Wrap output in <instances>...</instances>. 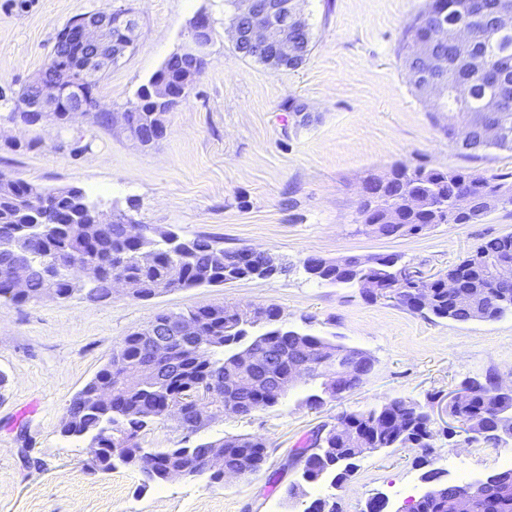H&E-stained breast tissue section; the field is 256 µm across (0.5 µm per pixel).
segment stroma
Returning a JSON list of instances; mask_svg holds the SVG:
<instances>
[{"label": "stroma", "instance_id": "1", "mask_svg": "<svg viewBox=\"0 0 512 512\" xmlns=\"http://www.w3.org/2000/svg\"><path fill=\"white\" fill-rule=\"evenodd\" d=\"M427 0H300L312 48L295 70H274L234 49L233 12L224 0H0V176L43 188H82L103 213L120 209L140 224L227 249L275 254L286 274L137 299L117 290L104 302L46 297L0 302V512H298L286 490L307 499L327 484L302 483L290 458L342 412L394 397L445 406L461 381L489 371L512 380V314L493 322L428 318L393 300L366 301L359 289L310 278L306 257L327 260L399 254L429 274L445 271L483 239L512 233V205L472 224H439L396 238L362 232L363 180L397 164L512 174V152L465 150L449 142L411 84L399 51L402 30ZM126 9L137 46L98 83L104 112L121 113L165 61L180 50L190 21L210 19L205 65L188 96L167 113L153 146L132 140L121 123L106 128L77 117L65 126L14 118L18 95L76 15ZM304 104L291 112L287 101ZM270 305L285 324L360 348L374 359L364 383L316 410L300 382L271 408L227 413L195 433L169 417L140 432L145 448L191 447L228 436L265 439L267 460L248 477H175L144 485L137 469L91 471L87 441L62 436L72 398L109 361L125 336L162 312L209 304ZM440 417L433 460L449 478L502 472L512 444L465 443ZM416 449L366 455L338 491L343 512H363L374 497L386 512H406L425 491Z\"/></svg>", "mask_w": 512, "mask_h": 512}]
</instances>
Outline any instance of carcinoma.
Listing matches in <instances>:
<instances>
[{
  "label": "carcinoma",
  "mask_w": 512,
  "mask_h": 512,
  "mask_svg": "<svg viewBox=\"0 0 512 512\" xmlns=\"http://www.w3.org/2000/svg\"><path fill=\"white\" fill-rule=\"evenodd\" d=\"M499 6V0H480L476 9L473 0H429L427 10L439 17L433 30L438 37L437 49L447 58V66L435 77L448 88L454 87L457 75L479 56L491 65L499 57L512 61V28L504 30L496 25ZM457 22L472 30V40L466 45L457 44L452 36ZM416 25L417 20H412L400 40L404 62L414 69L420 68L413 57L419 35ZM156 83L154 75L137 91L136 102L144 111L131 113V118L138 130L151 120L152 113L146 111L147 90ZM500 97L509 99L508 115L501 118L505 133L493 147L511 151L512 64L499 68L495 80L479 71L472 72L468 96L459 99L448 94L440 111L460 112L478 122L488 103ZM507 185L499 175L487 177L401 164L383 186L368 179V188L378 193V204L364 211V231L382 237L399 231L404 236H415L423 224H470L484 217L485 211L454 214L448 209L454 196L460 191L493 196ZM400 192L416 197L421 204L414 210L389 212ZM83 198V191L74 186L47 191L22 179H0V300L22 304L46 296L68 300L79 295L101 302L111 298L116 275L126 280L131 295L138 299L268 277L263 271L262 256L246 261L239 249H225L208 237L182 241L167 237L160 242L149 233L134 236L128 230L129 215L114 214L98 220L81 206ZM62 256L69 258L70 268L55 279H48L49 266ZM506 257L512 259V234L483 240L444 272V276L457 282V288L450 291L446 281L434 279L427 285L428 298L424 302L420 301L416 281L406 273L409 264L397 255L372 257L367 267L364 260L347 257L342 262L326 264L316 279L359 288L361 275L365 274L384 289L396 285L395 302L412 312L461 323L495 321L512 314V283L491 279L486 264ZM19 260L28 264L27 288L22 292L14 291L8 277L9 269ZM87 263L97 267V277L91 282L81 279V269ZM279 311L275 305L238 312L234 306L212 304L157 315L156 319L168 321L174 328L183 319L199 322L204 332L202 346H183L175 339L164 351L151 355L146 351L144 332L129 334L112 352L107 365L73 397L63 433L85 437L100 448L94 460V468L99 471L114 468L116 449L124 457L122 464L135 468L141 450L136 441L138 432L167 417H175L183 429L195 431L197 409L184 403V397L215 378L223 381L225 407L239 408L249 415L279 403V399L267 394L257 372L240 362L241 356L254 347L263 344L278 351L282 359L279 371L284 375L288 374V362L298 352H305L316 361L346 352L352 356L344 381L348 392L372 371L374 359L365 351L287 329L276 321ZM171 358L177 364L165 377L141 373L143 365L151 362L164 369ZM461 390L473 391L471 397L454 407L468 430L495 446L507 443V437H512V398L495 394L493 373L463 382ZM428 409L427 403L395 397L364 410L346 411L338 416L341 426L318 430L296 450L293 462L302 465L304 481H326L335 489L342 488L355 474L364 448H419L420 463L425 464L433 439ZM266 448L262 439L250 436L223 437L194 447L153 448L155 470L144 483L166 481L188 461L202 460L217 451L224 455L225 468L250 476L263 468ZM424 479L443 485L445 492L438 499L418 498L410 512H452L454 486L448 485L444 472L429 470ZM302 512L342 510L336 498L328 496L305 503ZM474 512H512V494L503 497L493 491L481 495L475 501Z\"/></svg>",
  "instance_id": "obj_1"
}]
</instances>
